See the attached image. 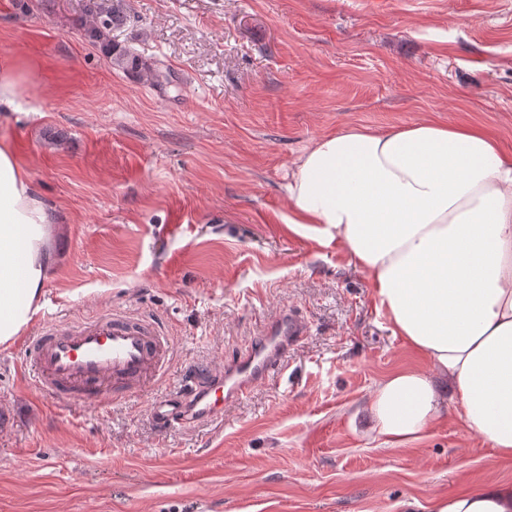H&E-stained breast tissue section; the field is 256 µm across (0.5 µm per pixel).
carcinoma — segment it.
<instances>
[{"instance_id":"1","label":"carcinoma","mask_w":512,"mask_h":512,"mask_svg":"<svg viewBox=\"0 0 512 512\" xmlns=\"http://www.w3.org/2000/svg\"><path fill=\"white\" fill-rule=\"evenodd\" d=\"M130 21L124 0H88L77 26L83 37L99 47L113 68L155 87L170 83L171 73L136 50L112 40V33Z\"/></svg>"}]
</instances>
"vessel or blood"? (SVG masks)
Segmentation results:
<instances>
[{"label":"vessel or blood","mask_w":512,"mask_h":512,"mask_svg":"<svg viewBox=\"0 0 512 512\" xmlns=\"http://www.w3.org/2000/svg\"><path fill=\"white\" fill-rule=\"evenodd\" d=\"M307 333L299 315L281 310L246 357L219 363L202 381L186 376L178 403L155 404L154 419L168 426L223 418L225 405L267 380ZM171 350V338L157 320L112 309L44 322L26 337L21 365L51 398L98 406L107 397L117 401L141 392L160 378Z\"/></svg>","instance_id":"obj_1"}]
</instances>
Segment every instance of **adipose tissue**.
<instances>
[{"instance_id": "adipose-tissue-1", "label": "adipose tissue", "mask_w": 512, "mask_h": 512, "mask_svg": "<svg viewBox=\"0 0 512 512\" xmlns=\"http://www.w3.org/2000/svg\"><path fill=\"white\" fill-rule=\"evenodd\" d=\"M289 230L340 246L368 275L395 335L425 370L382 381L368 408L391 444L444 416L448 381L464 428L512 457V152L476 126L428 120L322 136L287 186ZM49 208L0 141V344L37 312L55 257ZM431 512H512V485L435 498Z\"/></svg>"}]
</instances>
